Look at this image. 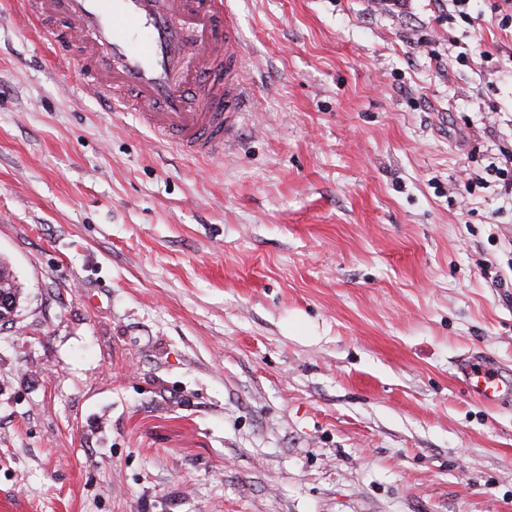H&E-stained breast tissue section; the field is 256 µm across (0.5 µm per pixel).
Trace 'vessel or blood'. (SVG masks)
Returning a JSON list of instances; mask_svg holds the SVG:
<instances>
[{
	"label": "vessel or blood",
	"instance_id": "b4317fda",
	"mask_svg": "<svg viewBox=\"0 0 512 512\" xmlns=\"http://www.w3.org/2000/svg\"><path fill=\"white\" fill-rule=\"evenodd\" d=\"M64 20V41L84 51L76 89L105 111L130 109L184 152L223 154L253 98L241 77L245 53L236 18L223 0H24L21 18ZM214 78L200 103L187 93L192 74ZM457 369L485 405L508 391L498 370L467 356Z\"/></svg>",
	"mask_w": 512,
	"mask_h": 512
}]
</instances>
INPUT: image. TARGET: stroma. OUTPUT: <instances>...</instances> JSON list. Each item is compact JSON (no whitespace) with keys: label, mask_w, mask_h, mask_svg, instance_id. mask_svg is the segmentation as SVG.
I'll return each mask as SVG.
<instances>
[{"label":"stroma","mask_w":512,"mask_h":512,"mask_svg":"<svg viewBox=\"0 0 512 512\" xmlns=\"http://www.w3.org/2000/svg\"><path fill=\"white\" fill-rule=\"evenodd\" d=\"M503 0H235L255 89L197 158L71 94L0 0V512H512ZM502 157H490L492 161L487 165V171L494 173L499 181H502V188L505 194H512V155L504 154ZM20 281L13 273L12 268L2 259L0 260V294L3 293L6 296V304L1 305L0 301V322L1 325L12 321V316L17 311L20 301L23 298V288L18 291L14 287L19 284ZM457 370L470 395L484 405H493L509 390L498 370L482 359L466 356L460 360Z\"/></svg>","instance_id":"obj_1"}]
</instances>
